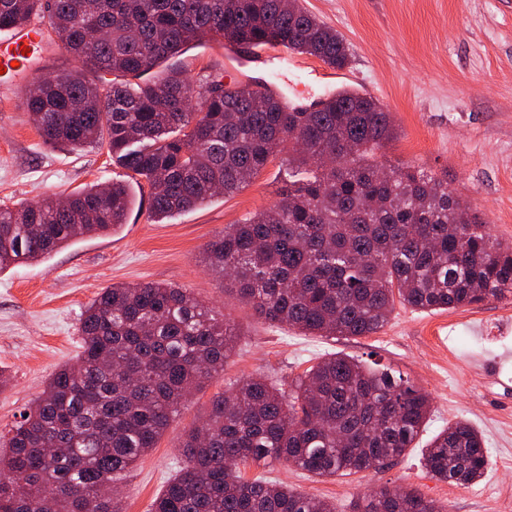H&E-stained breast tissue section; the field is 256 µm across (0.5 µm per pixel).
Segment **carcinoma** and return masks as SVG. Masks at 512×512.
Returning <instances> with one entry per match:
<instances>
[{
  "label": "carcinoma",
  "mask_w": 512,
  "mask_h": 512,
  "mask_svg": "<svg viewBox=\"0 0 512 512\" xmlns=\"http://www.w3.org/2000/svg\"><path fill=\"white\" fill-rule=\"evenodd\" d=\"M46 18L66 54L100 74L59 70L25 90L44 143L106 144L147 182L163 219L244 187L284 143L305 177L272 207L207 242L210 267L258 319L315 336H369L395 304L449 310L512 296V244L448 184L378 154L392 114L340 89L319 109H291L265 88L192 86L164 63L193 41L284 45L343 70L351 53L299 0H0V30ZM111 78H106V75ZM386 169L389 176L381 174ZM134 203L129 184L0 205V270L87 235L109 234ZM467 224L465 238L456 228ZM82 350L59 369L0 446V512H121L112 487L155 447L183 399L224 370L238 331L186 288L146 282L101 289L82 315ZM428 395L376 361L332 353L283 390L256 375L215 396L180 436L184 462L151 512H335L242 469L279 464L318 477L378 470L425 430ZM442 481L481 479L490 459L466 420L422 453ZM350 512H435L412 489L383 487Z\"/></svg>",
  "instance_id": "cac0c4a2"
}]
</instances>
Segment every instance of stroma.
Masks as SVG:
<instances>
[{"mask_svg":"<svg viewBox=\"0 0 512 512\" xmlns=\"http://www.w3.org/2000/svg\"><path fill=\"white\" fill-rule=\"evenodd\" d=\"M299 2L350 44V65L332 78L273 56L256 58L245 75L227 72L220 45L205 40L176 62L196 82L215 67L227 84L277 80L289 99L304 105L343 86L371 89L397 128L384 151L388 163L417 166L447 182L494 238L512 243V0ZM27 86L21 80L0 95V204L126 179L107 148L44 144L24 104ZM287 181L288 153L281 150L240 191L161 221L152 218L149 186L141 182L116 232L0 271V370L11 378L0 391V436L80 353V319L102 288L171 283L229 315L240 330L238 347L223 372L181 402L155 448L119 482L122 512H150L181 465L179 437L214 396L255 374L288 384L334 352L378 361L426 392L432 413L425 431L405 457L381 470L318 478L276 464L248 467L246 478L287 484L336 512L382 487L416 490L439 512H512V503L496 498L501 488H512V297L432 312L399 306L381 330L360 337L312 336L258 320L209 269L204 247L224 227L274 205ZM461 419L482 434L490 457L484 478L469 485L435 480L421 465L426 444Z\"/></svg>","mask_w":512,"mask_h":512,"instance_id":"stroma-1","label":"stroma"}]
</instances>
